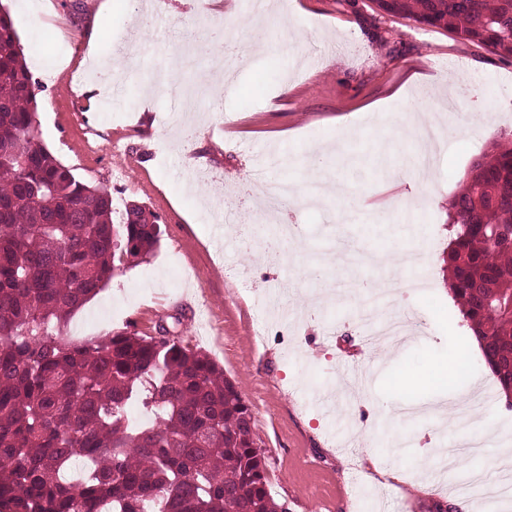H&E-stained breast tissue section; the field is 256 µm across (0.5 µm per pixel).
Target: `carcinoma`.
I'll list each match as a JSON object with an SVG mask.
<instances>
[{
    "mask_svg": "<svg viewBox=\"0 0 512 512\" xmlns=\"http://www.w3.org/2000/svg\"><path fill=\"white\" fill-rule=\"evenodd\" d=\"M512 56V0H376ZM40 84L0 9V512H287L248 405L208 354L158 335L66 341L74 312L160 240L157 217L82 181L38 141ZM450 290L502 391L512 387V147L475 159L449 203ZM139 404L154 421L138 423ZM83 464L73 479L66 473Z\"/></svg>",
    "mask_w": 512,
    "mask_h": 512,
    "instance_id": "cac0c4a2",
    "label": "carcinoma"
}]
</instances>
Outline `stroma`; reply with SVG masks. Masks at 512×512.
Returning a JSON list of instances; mask_svg holds the SVG:
<instances>
[{
	"instance_id": "35a3bbf8",
	"label": "stroma",
	"mask_w": 512,
	"mask_h": 512,
	"mask_svg": "<svg viewBox=\"0 0 512 512\" xmlns=\"http://www.w3.org/2000/svg\"><path fill=\"white\" fill-rule=\"evenodd\" d=\"M9 10L38 95L40 140L84 181L105 188L116 214L138 203L158 217L160 241L146 260L117 272L76 312L75 343L123 328L155 334L166 326L207 353L249 406L269 466L270 491L288 512H436L470 468L444 464L458 446L452 426L432 416L403 418L405 406L473 399L481 470L500 478L498 456L512 441V409L480 352L453 388L403 395L405 369L455 354L471 332L448 288V203L472 159L512 133V58L440 26L380 11L374 0H273L250 26L247 0H224L223 42L178 57L184 33L213 19L192 0H168L149 15L146 0H116L108 33L89 50L86 23L99 0H0ZM112 83L90 108L86 92H60L64 63ZM458 99L444 123L487 100L496 108L479 127L446 135L433 171H405L413 142L399 127L411 105ZM168 131L160 138L158 130ZM121 151H113V144ZM321 152L331 180L318 207L304 206L313 186L310 152ZM296 190L291 223L304 237L307 263L331 244L351 243L357 278L383 280L390 255L418 252L431 281L397 304L341 294L350 272L332 266L316 280L297 273L291 252L262 253L253 233L256 177ZM418 313L426 329L403 346L361 348V312ZM266 317L268 336L253 328ZM402 447H394V437ZM399 470L408 480L387 479Z\"/></svg>"
}]
</instances>
